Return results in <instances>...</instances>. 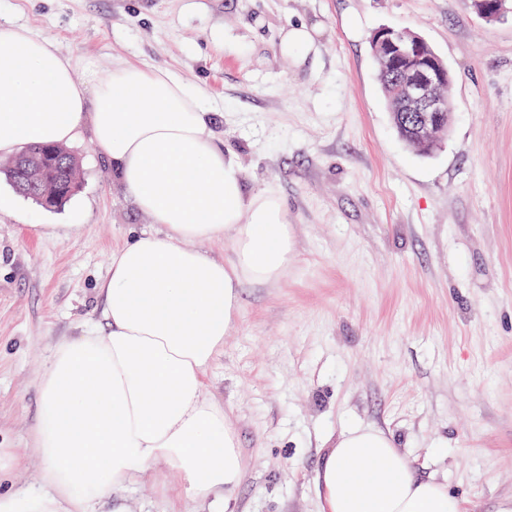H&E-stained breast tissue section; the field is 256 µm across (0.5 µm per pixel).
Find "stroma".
Wrapping results in <instances>:
<instances>
[{"label": "stroma", "mask_w": 512, "mask_h": 512, "mask_svg": "<svg viewBox=\"0 0 512 512\" xmlns=\"http://www.w3.org/2000/svg\"><path fill=\"white\" fill-rule=\"evenodd\" d=\"M0 22L73 64L176 72L202 92L250 192L284 201L294 249L274 282L244 281L206 394L245 473L224 512H320L317 470L341 431L389 432L467 512L512 503V17L471 0H0ZM313 39L279 51L285 32ZM393 27L448 65L453 126L432 154L397 136L370 52ZM81 186L58 209L0 176V493L37 489L29 454L54 347L99 323L114 251L153 230L82 131ZM181 476L133 477L125 512H210ZM312 37L304 27H291L280 44L284 54H303L311 50Z\"/></svg>", "instance_id": "35a3bbf8"}]
</instances>
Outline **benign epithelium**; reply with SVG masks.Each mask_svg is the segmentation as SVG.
Instances as JSON below:
<instances>
[{"label":"benign epithelium","instance_id":"1","mask_svg":"<svg viewBox=\"0 0 512 512\" xmlns=\"http://www.w3.org/2000/svg\"><path fill=\"white\" fill-rule=\"evenodd\" d=\"M477 13L489 22L499 21L512 14V0H479ZM372 42L388 58L398 111L408 114L414 138L426 140L450 125L445 90L452 88L453 77L429 44L418 35L406 38L391 27L377 29ZM56 191L43 179L30 184V192L47 207Z\"/></svg>","mask_w":512,"mask_h":512}]
</instances>
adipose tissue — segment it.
Masks as SVG:
<instances>
[{
    "instance_id": "1",
    "label": "adipose tissue",
    "mask_w": 512,
    "mask_h": 512,
    "mask_svg": "<svg viewBox=\"0 0 512 512\" xmlns=\"http://www.w3.org/2000/svg\"><path fill=\"white\" fill-rule=\"evenodd\" d=\"M204 96L167 69L119 64L76 81L49 40L0 23V158L90 128L136 206L159 224L113 252L98 285L102 330L60 342L39 380L32 449L43 487L0 493V512H100L136 474L176 469L181 495L226 501L245 462L206 374L243 280H277L294 242L281 199L248 192L217 146ZM229 239L222 262L203 243ZM321 512H465L383 430L354 425L327 448Z\"/></svg>"
}]
</instances>
